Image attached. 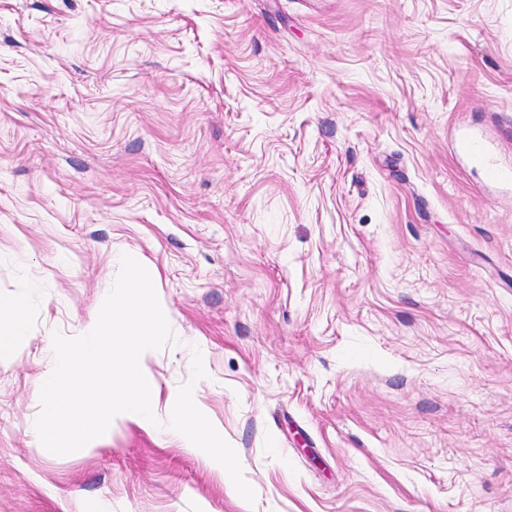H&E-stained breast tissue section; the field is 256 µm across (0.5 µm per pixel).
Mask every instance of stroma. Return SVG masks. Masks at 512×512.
<instances>
[{
  "label": "stroma",
  "mask_w": 512,
  "mask_h": 512,
  "mask_svg": "<svg viewBox=\"0 0 512 512\" xmlns=\"http://www.w3.org/2000/svg\"><path fill=\"white\" fill-rule=\"evenodd\" d=\"M512 0H0V512H512ZM137 253L238 454L41 445V374ZM206 372L193 379L194 353ZM464 140L460 143L462 152L478 158L485 167V173L492 182H512V170L500 167L490 161L491 150L484 148L483 145L469 140L468 135L463 136ZM6 323L2 324V319ZM26 305L22 298H0V353H8L15 349L18 336L26 333Z\"/></svg>",
  "instance_id": "stroma-1"
}]
</instances>
